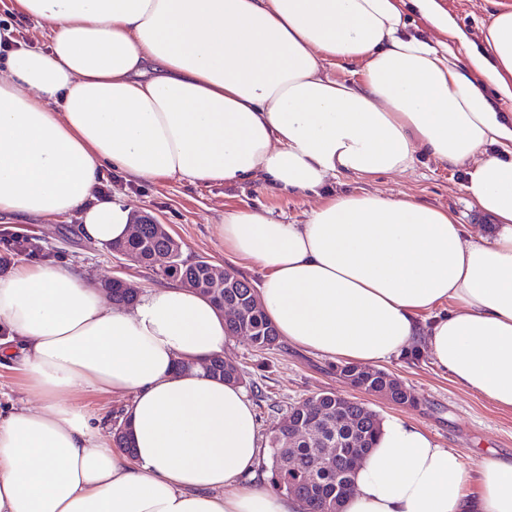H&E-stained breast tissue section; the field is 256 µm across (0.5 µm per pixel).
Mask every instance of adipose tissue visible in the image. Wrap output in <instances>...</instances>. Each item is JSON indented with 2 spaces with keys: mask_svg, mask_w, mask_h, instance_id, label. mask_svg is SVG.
<instances>
[{
  "mask_svg": "<svg viewBox=\"0 0 512 512\" xmlns=\"http://www.w3.org/2000/svg\"><path fill=\"white\" fill-rule=\"evenodd\" d=\"M15 0L46 38L0 29V218L78 214L100 247L134 208L94 199L103 167L321 202L299 223L225 211L227 254L289 343L375 366L424 345L460 386L512 411V0H489L483 52L440 0ZM356 65L361 80L331 76ZM482 82L471 79V72ZM463 169L491 226L405 195L329 190L414 168ZM226 318L187 284L114 305L81 267L0 271V367L40 403L0 410V512H299L259 471L252 405L203 362ZM85 391L132 400L135 457L111 446ZM343 512H512V460L468 469L401 418L381 426Z\"/></svg>",
  "mask_w": 512,
  "mask_h": 512,
  "instance_id": "ef3b65f1",
  "label": "adipose tissue"
}]
</instances>
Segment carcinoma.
Wrapping results in <instances>:
<instances>
[{
	"label": "carcinoma",
	"mask_w": 512,
	"mask_h": 512,
	"mask_svg": "<svg viewBox=\"0 0 512 512\" xmlns=\"http://www.w3.org/2000/svg\"><path fill=\"white\" fill-rule=\"evenodd\" d=\"M119 247L144 265L148 264L152 251L173 249L176 252L175 265L160 273L166 280L192 282L206 276L203 264L183 258L179 243L158 232L152 224L146 225L143 238L128 239ZM228 275L235 287L225 289L224 298L213 297L211 301L217 306L225 301L235 302L245 309L246 314L241 321L227 322L229 334L246 338L258 350L277 346L279 335L275 326L263 308L252 305L254 288L233 272H228ZM206 371L228 383H243L238 367L225 361L221 354L209 359ZM336 374L367 393L382 395L389 391L393 402L404 407H417L410 390L388 372H370L358 364L344 362L336 365ZM301 423L315 427L317 433L298 439L295 447L290 448L284 433ZM380 427L381 419L376 412L331 391L299 401L291 408L287 420L268 438V469L278 492L300 499L306 506V512H341L346 487L353 478L347 462L373 448ZM338 440L342 441L341 458L334 461L324 458L325 450L336 445Z\"/></svg>",
	"instance_id": "obj_1"
}]
</instances>
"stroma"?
<instances>
[{"instance_id": "1", "label": "stroma", "mask_w": 512, "mask_h": 512, "mask_svg": "<svg viewBox=\"0 0 512 512\" xmlns=\"http://www.w3.org/2000/svg\"><path fill=\"white\" fill-rule=\"evenodd\" d=\"M441 4L472 43H480L481 29L488 20L486 0H440ZM110 197L128 201L136 213L147 214L165 224L188 258L203 257L212 264L231 268L238 277L257 283V268L243 261H230L218 226L228 209L267 210L274 217L298 222L319 199L313 195L284 196L252 178L233 186L195 183L185 178H159L140 184L125 182L116 170H105L102 178ZM461 169L446 167L430 158L421 159L414 169L389 173L363 181L341 178L338 189L346 192H384L408 195L431 205L458 212L462 223L478 226L483 217L470 210L461 189ZM77 215L56 223L0 220V256L14 253L15 238H24L23 249L30 259H51L60 264L82 266L89 275L118 270L133 287L158 283L149 267L132 259L116 263L111 249L95 247L74 232ZM224 357L241 370L244 389L252 404L259 438H266L288 415L293 405L313 394L333 391L364 403L381 420L399 417L412 421L445 448L457 449L467 466H476L487 450L512 456V411H502L455 383L448 372L437 368L429 354L420 360L398 357L382 363V370L399 378L414 394L417 408H406L378 394L347 385L336 373V361L280 340L271 350L253 348L241 336L229 338ZM78 401L92 415L101 418L105 435H112L130 398L124 394L84 393Z\"/></svg>"}]
</instances>
